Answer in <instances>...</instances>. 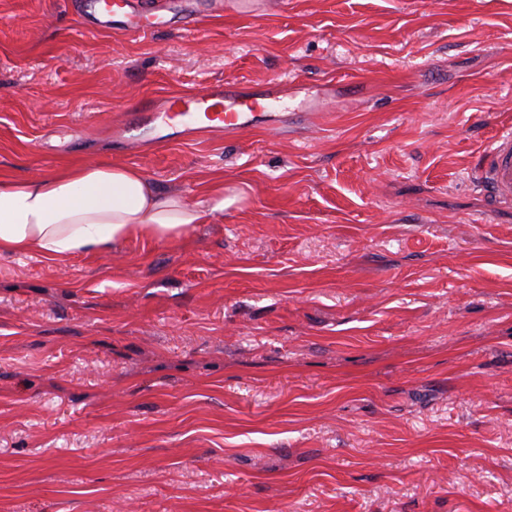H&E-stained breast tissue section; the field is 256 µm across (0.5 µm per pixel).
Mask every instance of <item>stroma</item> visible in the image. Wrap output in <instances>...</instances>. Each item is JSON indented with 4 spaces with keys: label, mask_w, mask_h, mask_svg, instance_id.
I'll return each mask as SVG.
<instances>
[{
    "label": "stroma",
    "mask_w": 512,
    "mask_h": 512,
    "mask_svg": "<svg viewBox=\"0 0 512 512\" xmlns=\"http://www.w3.org/2000/svg\"><path fill=\"white\" fill-rule=\"evenodd\" d=\"M0 0V170L119 163L222 218L0 257V512H512V0H253L92 34ZM219 81L328 87L275 134L131 146ZM481 185L496 203L512 204V135L500 136L477 167Z\"/></svg>",
    "instance_id": "stroma-1"
}]
</instances>
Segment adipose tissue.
Listing matches in <instances>:
<instances>
[{
  "label": "adipose tissue",
  "instance_id": "1",
  "mask_svg": "<svg viewBox=\"0 0 512 512\" xmlns=\"http://www.w3.org/2000/svg\"><path fill=\"white\" fill-rule=\"evenodd\" d=\"M223 213L220 180L191 203L125 165L73 161L21 178L0 171V256L34 252L54 260L141 235L177 239Z\"/></svg>",
  "mask_w": 512,
  "mask_h": 512
}]
</instances>
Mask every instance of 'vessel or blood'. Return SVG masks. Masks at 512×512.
I'll return each mask as SVG.
<instances>
[{
    "label": "vessel or blood",
    "instance_id": "obj_1",
    "mask_svg": "<svg viewBox=\"0 0 512 512\" xmlns=\"http://www.w3.org/2000/svg\"><path fill=\"white\" fill-rule=\"evenodd\" d=\"M88 3L98 10L95 22L99 26H109L113 17L122 16L126 19L123 30L128 35L145 34L151 27L150 13L128 14L126 0H88ZM158 120L168 125L206 123L228 133L256 126L275 132L289 122L287 113L279 109L278 96L266 90L245 91L228 81L199 92L168 93L159 97L155 111L138 115L139 123L144 125ZM477 175L494 202L512 204L511 134L497 139L494 148L480 160Z\"/></svg>",
    "mask_w": 512,
    "mask_h": 512
}]
</instances>
